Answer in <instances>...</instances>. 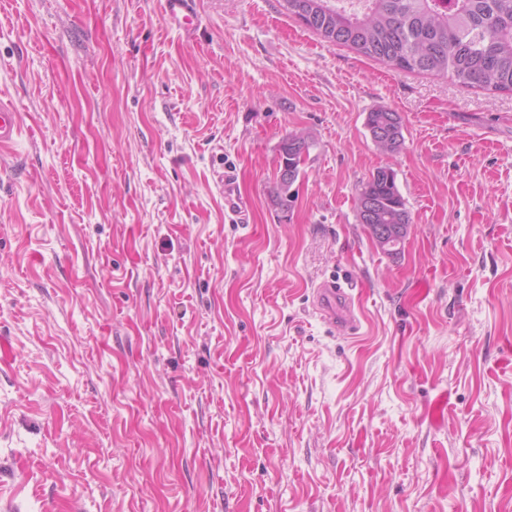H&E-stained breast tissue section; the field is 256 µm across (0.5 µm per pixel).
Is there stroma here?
<instances>
[{
	"label": "stroma",
	"mask_w": 512,
	"mask_h": 512,
	"mask_svg": "<svg viewBox=\"0 0 512 512\" xmlns=\"http://www.w3.org/2000/svg\"><path fill=\"white\" fill-rule=\"evenodd\" d=\"M196 2L189 35L162 0H0V512H512V94ZM380 167L395 257L357 219ZM21 129L20 117L14 107L0 99V148L10 147ZM366 126L374 136V143L384 152H395L403 144L402 121L388 109L377 108L368 112ZM369 133L372 138V134ZM368 201H371L372 216L364 218V225H375L373 235L375 239L383 243L385 249H380L384 253H387L386 250H394L406 231V224L410 225V214L397 188L395 174L391 169L377 168L365 182H362L357 192V218L362 211L361 207L367 208ZM378 224L391 225L379 226ZM220 188L224 192V210L238 219L245 212L246 202L241 198L235 187V181L228 173L220 176ZM353 288L335 280L323 281L314 290V305L320 317L342 336H354L361 323L353 309V296L348 292Z\"/></svg>",
	"instance_id": "obj_1"
}]
</instances>
